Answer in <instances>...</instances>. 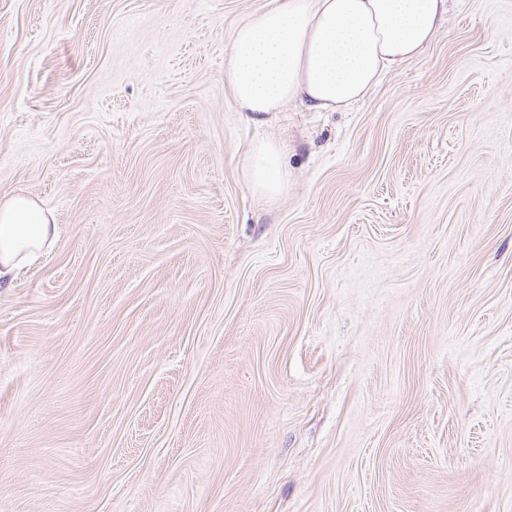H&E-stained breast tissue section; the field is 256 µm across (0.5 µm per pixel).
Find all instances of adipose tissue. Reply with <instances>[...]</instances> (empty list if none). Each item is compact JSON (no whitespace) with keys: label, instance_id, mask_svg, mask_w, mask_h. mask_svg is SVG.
I'll list each match as a JSON object with an SVG mask.
<instances>
[{"label":"adipose tissue","instance_id":"1","mask_svg":"<svg viewBox=\"0 0 512 512\" xmlns=\"http://www.w3.org/2000/svg\"><path fill=\"white\" fill-rule=\"evenodd\" d=\"M447 0H269L235 32L224 79L240 111L275 112L299 101L313 112L351 109L393 66L434 36ZM282 144L251 147L255 195L276 197L287 183ZM52 213L35 199L0 201V284L51 250Z\"/></svg>","mask_w":512,"mask_h":512}]
</instances>
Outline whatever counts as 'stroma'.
Masks as SVG:
<instances>
[{
	"instance_id": "stroma-1",
	"label": "stroma",
	"mask_w": 512,
	"mask_h": 512,
	"mask_svg": "<svg viewBox=\"0 0 512 512\" xmlns=\"http://www.w3.org/2000/svg\"><path fill=\"white\" fill-rule=\"evenodd\" d=\"M267 2L0 0V198L57 224L0 287V512H512V0L249 121ZM285 147L276 142L262 141L251 147L247 165L254 194L260 198L276 197L287 183L283 153Z\"/></svg>"
}]
</instances>
